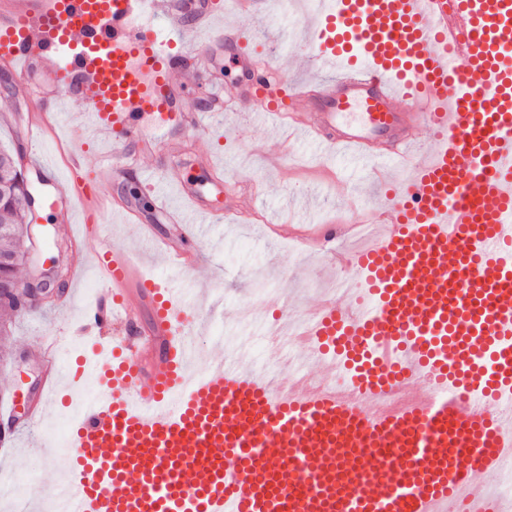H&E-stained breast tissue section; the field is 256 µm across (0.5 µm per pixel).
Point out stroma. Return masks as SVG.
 Segmentation results:
<instances>
[{
	"instance_id": "1",
	"label": "stroma",
	"mask_w": 512,
	"mask_h": 512,
	"mask_svg": "<svg viewBox=\"0 0 512 512\" xmlns=\"http://www.w3.org/2000/svg\"><path fill=\"white\" fill-rule=\"evenodd\" d=\"M232 2L215 0V15L232 16L234 24L250 28L255 45L273 53L285 80L327 74V67H315L309 61L310 48L300 36L297 19L282 12L280 0H259L249 17L234 15ZM239 74L234 51L207 49L205 71L184 81V100L195 110H203L211 100L223 97L225 86L233 84ZM11 77V71L0 66V83H9L8 88L0 86V145L12 148L18 166L26 171L30 165L25 116L30 104L18 95ZM83 110V104L73 99L49 121L41 144L52 154L56 169H65L66 155L76 149L91 166L112 157L111 145L81 136ZM189 142L191 151L173 157L166 154L160 141L149 147L133 146L124 170L112 183L101 186L99 193L131 207L138 222L122 224L107 212L99 215L98 221L111 225L113 247L135 255L147 273L182 281L188 290L190 326L197 341L206 347L221 343L226 355L245 350L255 357L259 354L256 331L239 318L247 308H256L263 321L287 311L309 309L324 297H345L335 277L326 274L324 255L295 248L289 239L272 232V224H290L299 233L309 234L322 224L344 220L357 209L375 206L386 190L367 189L362 175L345 157L324 155L305 141H284L274 126L255 120L248 111L205 118L203 127L190 134ZM198 149L222 154V183H215L212 174L196 163L194 152ZM144 169L151 170L154 180L161 182L167 181L169 172H177L188 187L210 198L214 207L225 208L223 221L191 226L167 223L148 204L150 195L140 178ZM256 178L266 184L264 194L257 196L254 204L261 218L248 224L235 223L229 208L251 193V182ZM29 189L37 200L32 218L35 249L30 262L21 266V275L32 277L35 268L50 267L56 260L68 267L84 262L79 244L62 222L60 205L37 183H30ZM141 222L152 225L158 236L177 246L188 245L189 233L199 236L195 248L198 261L191 273L173 272L160 254L143 247L137 228ZM100 288L92 273L79 287L66 281L59 296L39 305L36 314L14 317L9 336L0 338V408H15L22 417L37 407L43 364L34 336L49 328H67L78 317L83 302L94 299ZM69 352L71 360L62 366L67 381L60 384L57 404L44 417L48 423L61 421L67 414L68 398L81 388L73 375L83 358L91 355L92 345H73ZM33 442V436L23 435L16 447L0 449V478L33 472L41 475L49 466L60 474L70 470L72 461L67 453L56 452L49 460Z\"/></svg>"
}]
</instances>
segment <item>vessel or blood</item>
<instances>
[{
	"mask_svg": "<svg viewBox=\"0 0 512 512\" xmlns=\"http://www.w3.org/2000/svg\"><path fill=\"white\" fill-rule=\"evenodd\" d=\"M194 15L176 39L211 31L210 4L151 0ZM312 41L333 76L284 85L243 62L224 109L251 108L345 152L366 175L408 169L353 223L375 225L337 266L354 298L328 299L292 328L310 361L345 368L348 387L302 378L273 388L241 358L187 379L196 342L184 289L146 277L101 224L82 242L105 284L69 334L40 336L51 402L58 353L91 341L100 380L70 428L74 512H512L489 487L512 480V0H330ZM0 61L36 109L34 137L63 100L86 103L94 138L124 146L201 127L178 75L192 66L141 22L132 0H0ZM60 201L98 193L42 158Z\"/></svg>",
	"mask_w": 512,
	"mask_h": 512,
	"instance_id": "vessel-or-blood-1",
	"label": "vessel or blood"
}]
</instances>
